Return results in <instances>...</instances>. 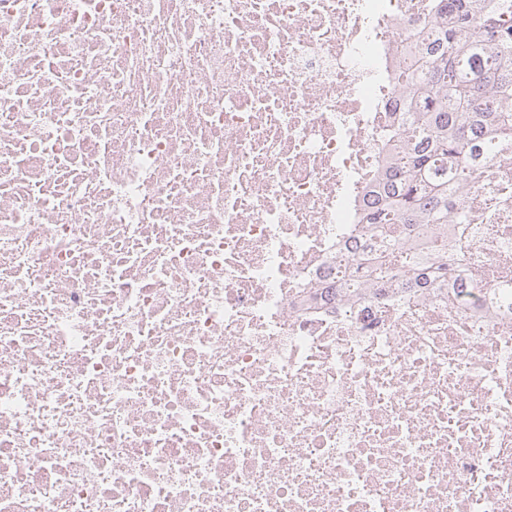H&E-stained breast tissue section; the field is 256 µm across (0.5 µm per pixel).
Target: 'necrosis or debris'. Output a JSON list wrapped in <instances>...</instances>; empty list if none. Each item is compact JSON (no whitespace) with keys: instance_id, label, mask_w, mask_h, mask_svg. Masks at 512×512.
Returning <instances> with one entry per match:
<instances>
[{"instance_id":"4bbe7bcc","label":"necrosis or debris","mask_w":512,"mask_h":512,"mask_svg":"<svg viewBox=\"0 0 512 512\" xmlns=\"http://www.w3.org/2000/svg\"><path fill=\"white\" fill-rule=\"evenodd\" d=\"M426 4L0 0V512H512V147L363 284Z\"/></svg>"}]
</instances>
